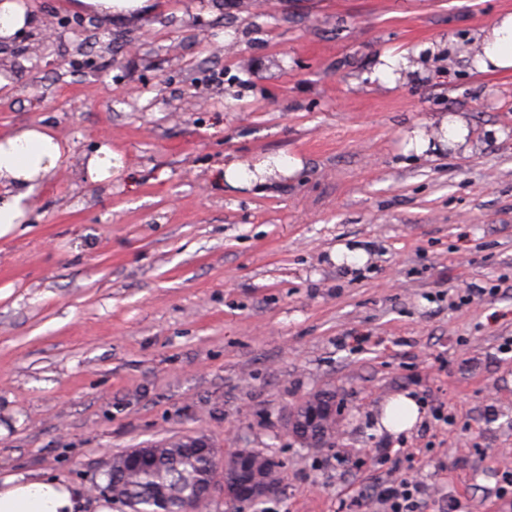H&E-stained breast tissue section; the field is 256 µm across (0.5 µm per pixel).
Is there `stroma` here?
<instances>
[{
	"label": "stroma",
	"instance_id": "stroma-1",
	"mask_svg": "<svg viewBox=\"0 0 512 512\" xmlns=\"http://www.w3.org/2000/svg\"><path fill=\"white\" fill-rule=\"evenodd\" d=\"M20 2L0 133L70 151L0 236V481L62 477L92 503L113 456L201 435L282 461L266 512H339L387 479V446L426 512H489L512 471V71L472 56L512 0ZM388 52L410 59L390 84ZM104 144L122 166L99 183ZM271 159L301 166L261 194L224 180ZM463 282L498 290L462 306ZM322 390L340 423L311 450L287 420ZM401 393L420 419L390 433ZM92 7L100 15L112 18V14H127L143 7L147 0H78ZM116 154L105 144L98 148L95 155L87 160L86 170L92 181L103 182L112 180L113 158Z\"/></svg>",
	"mask_w": 512,
	"mask_h": 512
}]
</instances>
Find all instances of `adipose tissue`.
Wrapping results in <instances>:
<instances>
[{
  "instance_id": "1",
  "label": "adipose tissue",
  "mask_w": 512,
  "mask_h": 512,
  "mask_svg": "<svg viewBox=\"0 0 512 512\" xmlns=\"http://www.w3.org/2000/svg\"><path fill=\"white\" fill-rule=\"evenodd\" d=\"M474 60L483 73L512 70V13L501 16ZM67 153L49 128L31 126L0 136V236L23 224L29 199ZM83 491L61 479L16 475L0 483V512H83Z\"/></svg>"
}]
</instances>
